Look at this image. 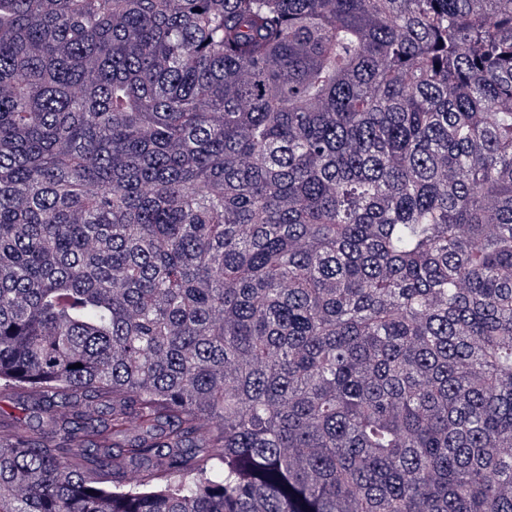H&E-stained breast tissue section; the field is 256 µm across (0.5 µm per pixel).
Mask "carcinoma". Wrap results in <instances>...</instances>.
<instances>
[{
  "mask_svg": "<svg viewBox=\"0 0 512 512\" xmlns=\"http://www.w3.org/2000/svg\"><path fill=\"white\" fill-rule=\"evenodd\" d=\"M0 390V512H512V0H0ZM25 408L21 395L12 391H0V435L6 436L26 427L29 411ZM91 410H92V408L87 406L83 401L74 400L68 406L59 408V416H58L55 424H52V425L44 424L43 426H41V424H40L39 427H36L37 423L33 422V425L35 426V428H34V431H31V432H33L37 436H39L41 434V436H44L47 439L52 440V441L57 440L58 437H56V436L59 433V429H60L61 425L66 420L71 418L74 414L84 413V412L91 411Z\"/></svg>",
  "mask_w": 512,
  "mask_h": 512,
  "instance_id": "carcinoma-1",
  "label": "carcinoma"
}]
</instances>
